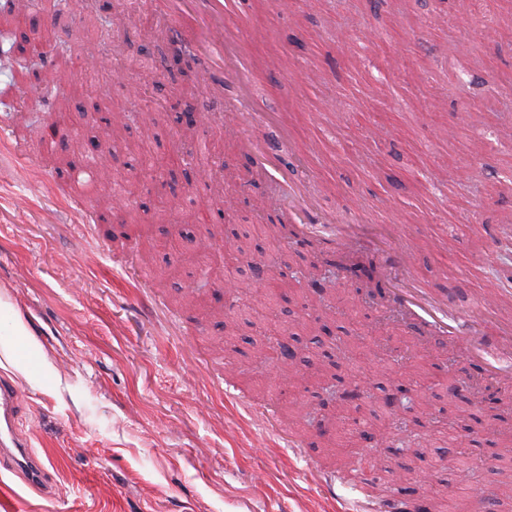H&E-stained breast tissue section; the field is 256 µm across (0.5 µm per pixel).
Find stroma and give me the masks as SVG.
I'll list each match as a JSON object with an SVG mask.
<instances>
[{"label": "stroma", "instance_id": "35a3bbf8", "mask_svg": "<svg viewBox=\"0 0 512 512\" xmlns=\"http://www.w3.org/2000/svg\"><path fill=\"white\" fill-rule=\"evenodd\" d=\"M246 38L257 51L276 45L307 73L296 91L274 69L242 84L230 78L223 100L208 99L200 72L162 36L155 0H27L20 26L31 39L75 52L103 20L111 72L75 69L67 84V126L43 140L53 85L33 79L11 89L0 63V134L24 148L0 147V306L27 326L50 376L30 382L0 367L16 385L18 428L49 473L33 488L0 468V512H336L367 505L361 486H337L329 472L388 464L415 466L413 495L432 512H512V388L500 405L483 400L479 361L442 344L391 304L380 269L385 249L411 247L417 286L470 315L484 289L512 290V0H289L287 12L255 14L242 0ZM332 97L347 119H320ZM297 99L296 137L311 156L289 154L273 113ZM267 113L238 129L215 110ZM123 109L126 147L107 171L122 176L119 211L86 229L63 208L65 145L103 138ZM247 132L277 147L278 174L256 179L236 141ZM235 198L231 223L219 217ZM148 225L153 249L129 238L128 214ZM273 221L318 225L296 248L272 245L254 227ZM351 225L344 249L326 247L322 225ZM249 250L236 252L238 236ZM489 251L479 274L468 260ZM233 254L223 275L203 278L206 248ZM281 257L292 269L332 270L328 294L285 290L257 309L251 265ZM234 338L214 347L225 316ZM295 337L293 395L263 398L279 365L255 372L254 339L271 328ZM342 337L362 357L340 361L358 383L356 401L337 404L333 430L304 427L317 407L314 385ZM422 348L412 366L376 356ZM410 386L428 402L413 436L392 445L358 436L359 420L397 419L388 394ZM468 419L459 445L437 428L446 415Z\"/></svg>", "mask_w": 512, "mask_h": 512}]
</instances>
